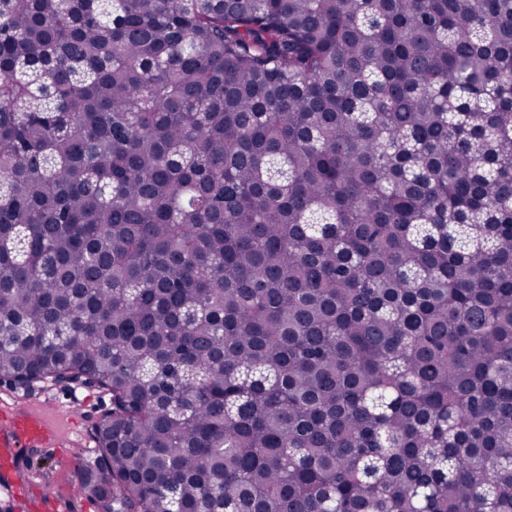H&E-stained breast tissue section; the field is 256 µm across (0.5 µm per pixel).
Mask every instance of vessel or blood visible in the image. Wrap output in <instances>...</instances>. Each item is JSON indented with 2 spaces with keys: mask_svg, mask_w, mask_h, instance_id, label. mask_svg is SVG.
<instances>
[{
  "mask_svg": "<svg viewBox=\"0 0 512 512\" xmlns=\"http://www.w3.org/2000/svg\"><path fill=\"white\" fill-rule=\"evenodd\" d=\"M73 432L70 419L57 409L11 405L0 413V459L10 460L12 449L29 442L54 448L69 445Z\"/></svg>",
  "mask_w": 512,
  "mask_h": 512,
  "instance_id": "b4317fda",
  "label": "vessel or blood"
}]
</instances>
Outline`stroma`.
<instances>
[{"mask_svg":"<svg viewBox=\"0 0 512 512\" xmlns=\"http://www.w3.org/2000/svg\"><path fill=\"white\" fill-rule=\"evenodd\" d=\"M33 404L69 407L79 402L72 418L77 436L67 448L21 449L15 463L0 470V502L12 501L15 512H98L94 502L76 493L82 467L96 454L94 424L111 408L108 395L78 385H56L24 393Z\"/></svg>","mask_w":512,"mask_h":512,"instance_id":"35a3bbf8","label":"stroma"}]
</instances>
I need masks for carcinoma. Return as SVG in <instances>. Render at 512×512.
I'll use <instances>...</instances> for the list:
<instances>
[{"instance_id": "cac0c4a2", "label": "carcinoma", "mask_w": 512, "mask_h": 512, "mask_svg": "<svg viewBox=\"0 0 512 512\" xmlns=\"http://www.w3.org/2000/svg\"><path fill=\"white\" fill-rule=\"evenodd\" d=\"M0 382L98 512H512V0H0Z\"/></svg>"}]
</instances>
